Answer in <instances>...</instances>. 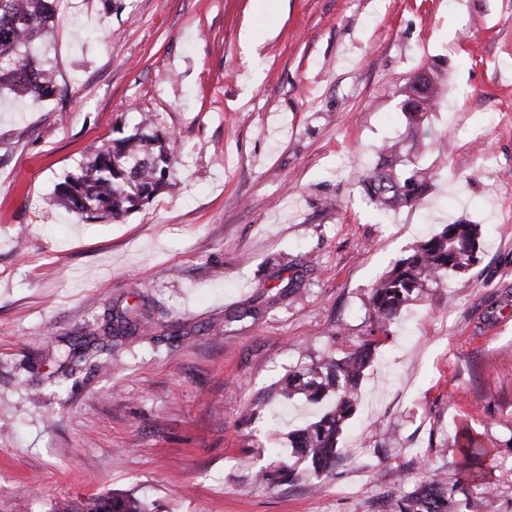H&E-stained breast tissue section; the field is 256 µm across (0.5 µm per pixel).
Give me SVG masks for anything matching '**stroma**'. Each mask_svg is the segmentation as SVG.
<instances>
[{"mask_svg":"<svg viewBox=\"0 0 512 512\" xmlns=\"http://www.w3.org/2000/svg\"><path fill=\"white\" fill-rule=\"evenodd\" d=\"M118 2L57 0L36 55L64 102L0 93V512L109 492L151 512H390L454 481L469 436L483 512H512V0ZM435 62L429 188L379 214L361 180ZM145 112L175 139L166 186L118 219L57 205ZM457 220L480 226L479 262L374 330V281ZM141 298L152 333L56 385L70 344ZM368 339L335 467L256 483L323 410L281 378Z\"/></svg>","mask_w":512,"mask_h":512,"instance_id":"stroma-1","label":"stroma"}]
</instances>
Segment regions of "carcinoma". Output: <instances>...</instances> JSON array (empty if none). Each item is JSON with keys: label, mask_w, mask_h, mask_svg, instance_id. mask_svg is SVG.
Masks as SVG:
<instances>
[{"label": "carcinoma", "mask_w": 512, "mask_h": 512, "mask_svg": "<svg viewBox=\"0 0 512 512\" xmlns=\"http://www.w3.org/2000/svg\"><path fill=\"white\" fill-rule=\"evenodd\" d=\"M51 0H0V89L33 101L62 96L53 67L37 65L25 48L50 31ZM421 84L411 82L403 91L402 112L415 144L428 136L429 113L441 96L438 77L424 69ZM117 136L93 149V157L77 177L57 184L54 195L67 210L85 219L119 218L142 206L144 200L163 189L173 160L165 137ZM414 161L403 146L393 142L380 151L378 162L362 180L367 202L380 212L414 204L427 190L429 177L423 170L409 169ZM482 250L480 226L465 221L445 225L437 234L419 242L412 253L397 260L371 288L370 305L375 328L386 333L401 312L428 288L450 275L468 272ZM145 310L139 306L113 307L106 323L94 333L129 336L149 328ZM371 353V343L339 359L328 358L304 370L290 371L280 386L289 399L302 394L310 400L334 397V404L318 420L288 433L291 454L320 474L336 464L343 427L358 403L357 387ZM465 474L458 479L464 494L465 512H479L480 504L470 498L465 482L475 477L487 448L472 437L461 445ZM296 467L283 463L258 477L270 484L285 483ZM448 483L432 479L394 500L391 512H458L455 492ZM50 512H146L141 502L129 496L105 494L85 501L61 500Z\"/></svg>", "instance_id": "carcinoma-1"}]
</instances>
